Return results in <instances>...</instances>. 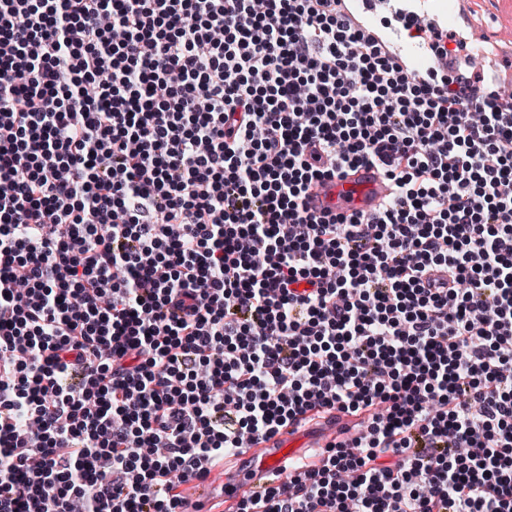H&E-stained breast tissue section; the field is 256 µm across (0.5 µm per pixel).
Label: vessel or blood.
I'll list each match as a JSON object with an SVG mask.
<instances>
[{"mask_svg": "<svg viewBox=\"0 0 512 512\" xmlns=\"http://www.w3.org/2000/svg\"><path fill=\"white\" fill-rule=\"evenodd\" d=\"M465 0H348L351 13L360 18L376 40L383 42L418 79L428 78L438 65L428 44L407 38L406 29L415 16H422L435 29L448 31L464 19ZM391 183L375 168L361 167L343 176L323 179L306 197L310 213L338 216L372 213L391 193ZM295 425H288L232 457L221 480L198 483L184 512H208L214 497L225 505L260 494L270 484L286 481L303 458Z\"/></svg>", "mask_w": 512, "mask_h": 512, "instance_id": "b4317fda", "label": "vessel or blood"}]
</instances>
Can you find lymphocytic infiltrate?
<instances>
[{
  "label": "lymphocytic infiltrate",
  "instance_id": "lymphocytic-infiltrate-1",
  "mask_svg": "<svg viewBox=\"0 0 512 512\" xmlns=\"http://www.w3.org/2000/svg\"><path fill=\"white\" fill-rule=\"evenodd\" d=\"M466 58L343 0H0V512H182L332 410L235 512H512V95ZM358 166L393 197L308 212ZM296 425L290 424L274 435L262 439L251 447L243 448L231 458L234 465L227 468L221 480L212 482L207 479L196 484L197 491L188 490L189 497L184 512H209V502L218 494L224 501V511L229 505L237 504L241 499L260 494L270 484L284 482L293 469L304 462L299 448ZM225 459V460H226Z\"/></svg>",
  "mask_w": 512,
  "mask_h": 512
}]
</instances>
